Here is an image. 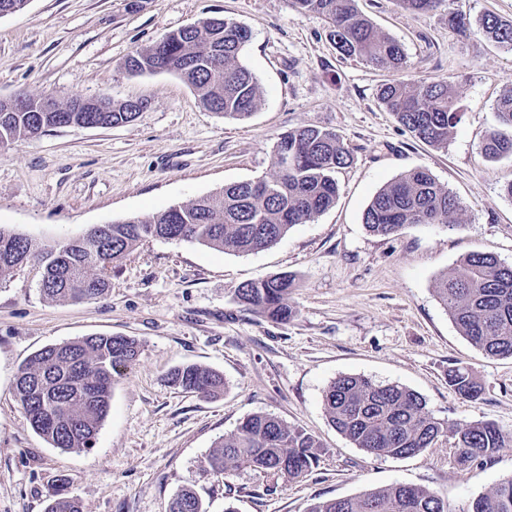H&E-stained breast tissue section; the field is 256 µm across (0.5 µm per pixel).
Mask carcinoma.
Listing matches in <instances>:
<instances>
[{
  "label": "carcinoma",
  "instance_id": "obj_1",
  "mask_svg": "<svg viewBox=\"0 0 512 512\" xmlns=\"http://www.w3.org/2000/svg\"><path fill=\"white\" fill-rule=\"evenodd\" d=\"M442 0H397L405 10L429 14ZM304 12L322 16L330 38L345 58H360L380 69H401L406 56L401 45L379 32L355 10L354 0H294ZM483 33L512 48V22L488 15ZM244 25L224 19L220 26L204 23L181 28L156 43L135 51L125 60L134 73L167 72L180 76L212 112L241 119L258 108L256 77L242 63L251 41ZM385 109L414 137L432 146L448 145V136L461 122L449 84L444 79L413 83L390 82L378 93ZM44 96L23 95L21 106L4 111L0 101V147L58 126L56 112H44ZM58 108L80 125L97 117L105 125L134 120L125 103L112 101L110 112H86L80 98ZM497 124L482 145L488 160L512 158V88L496 105ZM288 152V168L275 161V172L256 181L224 186L216 198L203 197L172 206L148 219L98 224L82 236L45 246L0 227V281L17 268L39 264L40 289L50 300L90 301L110 288L112 266L144 240L158 238L197 242L224 252L248 253L265 249L329 209L336 200V171L351 161L340 135L316 127H302L282 135L275 156ZM461 204L425 169H414L382 187L363 213V224L374 234L390 236L410 224H449ZM294 278L274 275L239 285L233 300L275 322L292 316L288 294ZM435 294L459 333L493 358L512 357V265L486 252H470L460 268L440 277ZM139 342L129 336H86L46 346L17 372V400L31 428L53 447L87 451L94 447L106 418L114 374L135 361ZM170 383L202 397L225 389L220 373L187 365L170 373ZM448 386L466 400H477L482 386L465 368L448 371ZM324 409L338 432L356 447L376 456L411 457L435 447L441 439L453 444L458 464L492 457L512 444V431L493 422L449 424L435 418L426 401L413 391L380 384L358 375L333 380L323 395ZM315 438L291 428L270 414L245 418L224 437L206 459L208 466L226 477L250 468L293 480L318 461ZM69 480L59 479L48 512H82L69 495ZM169 512H205L197 493L181 490ZM309 512H450L434 492L396 484L371 489L354 497L313 503ZM467 512H512V477L477 497Z\"/></svg>",
  "mask_w": 512,
  "mask_h": 512
}]
</instances>
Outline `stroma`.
Listing matches in <instances>:
<instances>
[{
	"label": "stroma",
	"instance_id": "35a3bbf8",
	"mask_svg": "<svg viewBox=\"0 0 512 512\" xmlns=\"http://www.w3.org/2000/svg\"><path fill=\"white\" fill-rule=\"evenodd\" d=\"M356 6L399 41L404 69L342 57L324 18L293 0H28L0 16V99L145 104L120 126L54 128L0 150V226L42 244L270 176L277 141L300 127L339 134L352 156L336 174L334 205L266 249L224 253L150 239L113 267L106 294L85 302L44 297L33 262L0 282V512H47L61 477L83 512H167L185 488L207 512H307L318 500L396 484L433 491L452 512H465L512 476V445L466 467L447 443L413 457H377L340 434L324 409L330 382L361 375L416 392L437 419L512 430V358L475 348L434 292L470 252L512 264V159L481 155L496 102L512 88V49L479 29L488 15L512 22V0H453L469 21L464 33L440 11L416 14L395 0ZM208 17L252 32L244 62L261 101L247 119L209 111L177 76L123 67L135 50ZM430 78L448 81L462 114L444 148L415 139L378 100L384 83ZM417 168L460 200L454 227L370 233L362 217L373 196ZM282 273L296 279L290 320L233 302L239 284ZM98 334L136 338L140 356L117 376L94 448L52 447L17 403L15 375L46 346ZM189 364L223 374V395L206 399L170 385L168 373ZM455 367L478 378L479 400L451 390ZM255 413L314 436L317 465L295 481L210 471L205 459L216 443Z\"/></svg>",
	"mask_w": 512,
	"mask_h": 512
}]
</instances>
